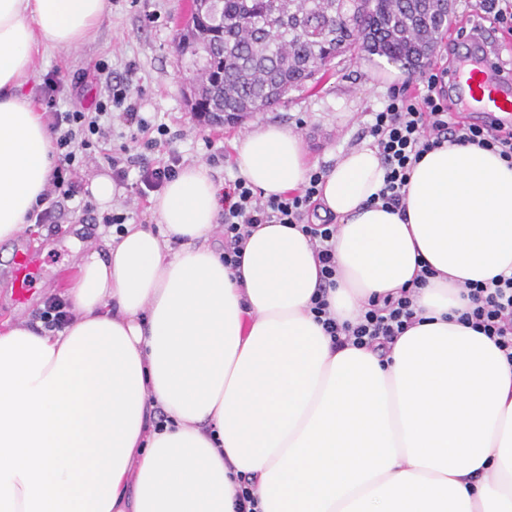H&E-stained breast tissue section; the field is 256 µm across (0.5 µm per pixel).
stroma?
Wrapping results in <instances>:
<instances>
[{
	"mask_svg": "<svg viewBox=\"0 0 512 512\" xmlns=\"http://www.w3.org/2000/svg\"><path fill=\"white\" fill-rule=\"evenodd\" d=\"M187 0H108V11L92 37L77 50L49 49L36 58V76L24 88L39 100L46 84H56L63 106L94 107L101 87L75 88L78 72L107 63L114 75L135 67L139 100L144 115L167 124L175 135L172 148L148 151L151 162L167 160L176 150L184 163L206 162L217 154L211 169L217 180L238 176L234 142L249 130L278 124L298 133L312 168H330L338 156L361 144L370 112L379 110L391 88L377 81L374 72L383 67L382 57L357 50L336 58L325 72L304 88L289 92L285 104L248 115L240 124H202L187 101L184 77L187 63L176 52L174 38L189 12ZM86 194L65 202L51 224L31 225L16 241L0 243V317L9 315L40 320L47 303L57 298L64 280L74 269L78 249L99 242V227L83 210ZM33 251L40 265V280L25 306L15 297L13 261L18 250Z\"/></svg>",
	"mask_w": 512,
	"mask_h": 512,
	"instance_id": "1",
	"label": "stroma"
}]
</instances>
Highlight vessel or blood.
Instances as JSON below:
<instances>
[{"instance_id": "obj_1", "label": "vessel or blood", "mask_w": 512, "mask_h": 512, "mask_svg": "<svg viewBox=\"0 0 512 512\" xmlns=\"http://www.w3.org/2000/svg\"><path fill=\"white\" fill-rule=\"evenodd\" d=\"M449 82L462 101L483 114L486 122L512 118V80L497 76L490 56L480 54L474 45L463 46ZM15 282L19 299H26L37 282L36 270L28 254L19 256Z\"/></svg>"}]
</instances>
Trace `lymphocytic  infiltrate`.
<instances>
[{
  "instance_id": "1",
  "label": "lymphocytic infiltrate",
  "mask_w": 512,
  "mask_h": 512,
  "mask_svg": "<svg viewBox=\"0 0 512 512\" xmlns=\"http://www.w3.org/2000/svg\"><path fill=\"white\" fill-rule=\"evenodd\" d=\"M97 73L105 82V95L94 110L61 108L51 87L41 98L56 144L55 165L45 196L59 205L80 192L79 169L94 152L111 169L113 179L126 181L134 171L138 174V184L150 191L163 188L182 167V157L176 152L170 153L160 165L150 166L145 162L143 150L170 142L171 130L166 124H153L142 115L140 104L133 96L135 69H127L119 81L113 80L107 64H99ZM447 77L444 68L428 74L423 79V93L413 96L406 89H399L389 96L382 110L372 115L368 133L386 168L377 199L385 208L404 210L413 165L443 143L475 144L512 163V129H503L497 123L458 120L449 102ZM116 111L122 114L127 128L125 143L117 147L112 144V127L107 123ZM323 176V170L312 171L300 190L269 198L244 179L226 183L220 219L225 266L233 268L239 264L244 244L255 225L297 224L315 249L326 286H335L336 261L331 241L336 226L328 218L319 224L303 221ZM411 290H402L396 299H370L354 325L338 324L331 315L324 291L313 297L312 311L336 346L386 348L417 320ZM467 290L471 306L462 313V321L493 340L512 362V277L500 275L488 285L471 283Z\"/></svg>"
}]
</instances>
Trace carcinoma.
I'll list each match as a JSON object with an SVG mask.
<instances>
[{"mask_svg":"<svg viewBox=\"0 0 512 512\" xmlns=\"http://www.w3.org/2000/svg\"><path fill=\"white\" fill-rule=\"evenodd\" d=\"M199 0L174 43L198 69L190 102L205 123L235 125L244 114L272 109L344 53L359 47L409 73L425 66L448 30V0Z\"/></svg>","mask_w":512,"mask_h":512,"instance_id":"cac0c4a2","label":"carcinoma"}]
</instances>
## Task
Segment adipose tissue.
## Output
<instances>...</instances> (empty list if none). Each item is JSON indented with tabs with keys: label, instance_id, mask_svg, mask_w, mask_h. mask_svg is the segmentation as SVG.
<instances>
[{
	"label": "adipose tissue",
	"instance_id": "obj_1",
	"mask_svg": "<svg viewBox=\"0 0 512 512\" xmlns=\"http://www.w3.org/2000/svg\"><path fill=\"white\" fill-rule=\"evenodd\" d=\"M106 11L0 0V242L24 232L54 167L22 92L34 57L78 48ZM234 149L264 196L307 181L287 128ZM384 176L363 142L324 175L315 211L337 225L338 322L435 270L420 323L389 350L334 348L310 311L320 267L298 226L257 227L225 268L224 189L203 163L152 196L153 224L79 257L62 328L1 320L0 512H238L245 484L256 512H512V364L459 321L465 283L512 276V167L443 145L413 167L401 215L371 200Z\"/></svg>",
	"mask_w": 512,
	"mask_h": 512
}]
</instances>
